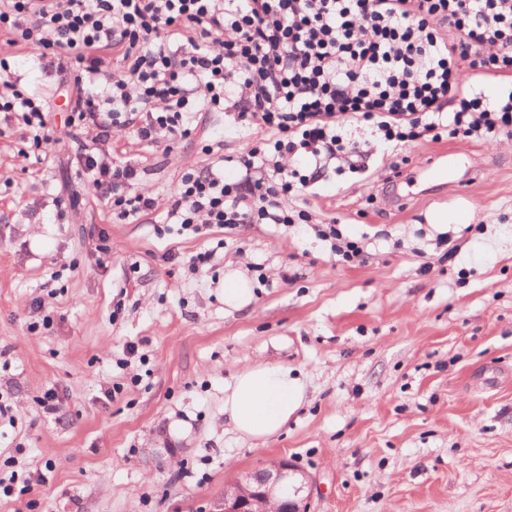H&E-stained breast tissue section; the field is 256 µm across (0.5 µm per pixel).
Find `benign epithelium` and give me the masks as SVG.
Returning a JSON list of instances; mask_svg holds the SVG:
<instances>
[{
    "label": "benign epithelium",
    "mask_w": 512,
    "mask_h": 512,
    "mask_svg": "<svg viewBox=\"0 0 512 512\" xmlns=\"http://www.w3.org/2000/svg\"><path fill=\"white\" fill-rule=\"evenodd\" d=\"M311 481L285 459L245 473L224 487L216 512H310Z\"/></svg>",
    "instance_id": "obj_1"
}]
</instances>
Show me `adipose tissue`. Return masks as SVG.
Segmentation results:
<instances>
[{
	"mask_svg": "<svg viewBox=\"0 0 512 512\" xmlns=\"http://www.w3.org/2000/svg\"><path fill=\"white\" fill-rule=\"evenodd\" d=\"M303 399V385L287 368L259 365L239 373L225 389L224 415L240 436L265 440L285 426Z\"/></svg>",
	"mask_w": 512,
	"mask_h": 512,
	"instance_id": "obj_1",
	"label": "adipose tissue"
}]
</instances>
